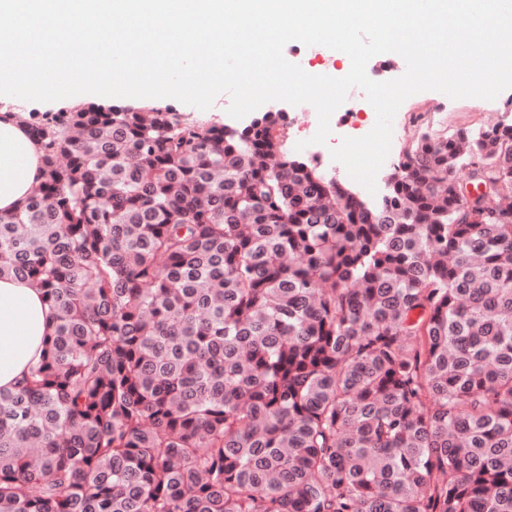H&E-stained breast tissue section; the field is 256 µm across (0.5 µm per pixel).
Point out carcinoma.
Listing matches in <instances>:
<instances>
[{"instance_id":"obj_1","label":"carcinoma","mask_w":512,"mask_h":512,"mask_svg":"<svg viewBox=\"0 0 512 512\" xmlns=\"http://www.w3.org/2000/svg\"><path fill=\"white\" fill-rule=\"evenodd\" d=\"M29 126L0 279L56 324L0 389V512H512V122L421 131L372 202L282 120Z\"/></svg>"}]
</instances>
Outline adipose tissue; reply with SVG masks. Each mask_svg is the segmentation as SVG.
Here are the masks:
<instances>
[{"label":"adipose tissue","mask_w":512,"mask_h":512,"mask_svg":"<svg viewBox=\"0 0 512 512\" xmlns=\"http://www.w3.org/2000/svg\"><path fill=\"white\" fill-rule=\"evenodd\" d=\"M42 150L17 112L0 110V213L15 211L41 179ZM55 313L34 284L0 279V388H14L43 352Z\"/></svg>","instance_id":"obj_1"}]
</instances>
